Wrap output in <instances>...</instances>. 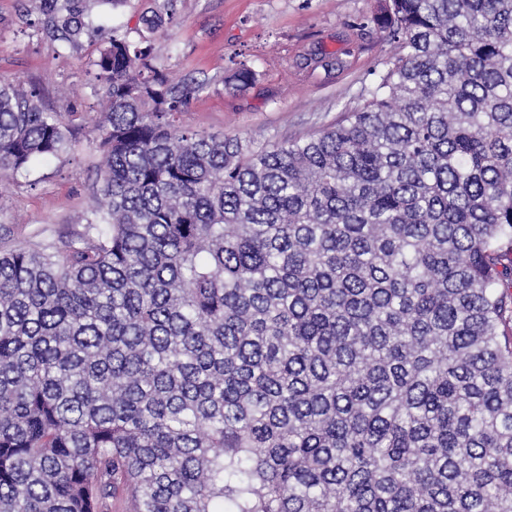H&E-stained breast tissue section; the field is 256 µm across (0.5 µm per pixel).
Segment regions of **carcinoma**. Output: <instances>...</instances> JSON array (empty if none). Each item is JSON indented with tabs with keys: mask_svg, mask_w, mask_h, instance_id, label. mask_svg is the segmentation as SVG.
Returning a JSON list of instances; mask_svg holds the SVG:
<instances>
[{
	"mask_svg": "<svg viewBox=\"0 0 512 512\" xmlns=\"http://www.w3.org/2000/svg\"><path fill=\"white\" fill-rule=\"evenodd\" d=\"M93 1L35 3L74 45ZM381 12L363 105L282 142L99 50L96 206L0 243V512H512V0ZM70 143L0 79V180Z\"/></svg>",
	"mask_w": 512,
	"mask_h": 512,
	"instance_id": "1",
	"label": "carcinoma"
}]
</instances>
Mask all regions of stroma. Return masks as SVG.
Masks as SVG:
<instances>
[{
  "instance_id": "stroma-1",
  "label": "stroma",
  "mask_w": 512,
  "mask_h": 512,
  "mask_svg": "<svg viewBox=\"0 0 512 512\" xmlns=\"http://www.w3.org/2000/svg\"><path fill=\"white\" fill-rule=\"evenodd\" d=\"M158 12L147 30L142 18ZM378 0H118L92 10L78 45L54 39L32 0H0V79L32 83L45 111L69 117L74 143L0 187V237L24 246L79 229L94 205L102 132L91 121L101 83L91 65L110 38L149 39L176 80L206 82L181 123L211 135L285 141L363 104L393 46L374 23ZM257 72L225 87L229 58ZM330 66H321L320 57Z\"/></svg>"
}]
</instances>
